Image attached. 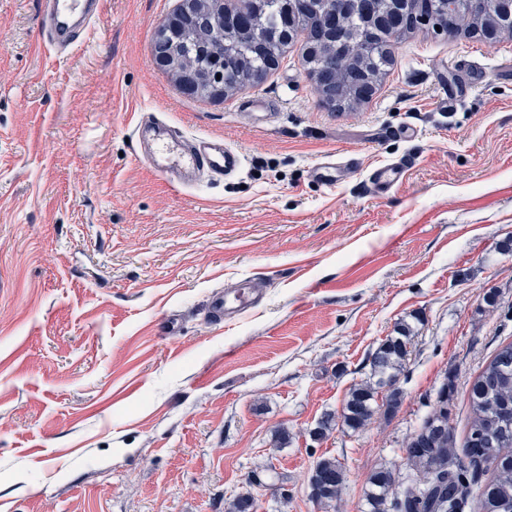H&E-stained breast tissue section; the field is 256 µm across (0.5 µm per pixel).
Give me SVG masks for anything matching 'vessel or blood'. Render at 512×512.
<instances>
[{
	"label": "vessel or blood",
	"mask_w": 512,
	"mask_h": 512,
	"mask_svg": "<svg viewBox=\"0 0 512 512\" xmlns=\"http://www.w3.org/2000/svg\"><path fill=\"white\" fill-rule=\"evenodd\" d=\"M45 9L39 27V42L45 47H71L100 15L105 0H44ZM149 167L159 174L195 176L208 173L224 176L235 173L241 166L239 151L224 145L217 139H188L173 134L162 139L161 146L148 160ZM410 165L409 160L389 163L375 169L369 182L379 196H387L402 183ZM357 168L356 159H348L340 165L316 164L311 175L325 186L351 174ZM263 300L261 289L242 283L239 287L225 289L211 302V316L218 322L240 319L245 313L259 307Z\"/></svg>",
	"instance_id": "1"
}]
</instances>
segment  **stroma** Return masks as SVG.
<instances>
[{
  "label": "stroma",
  "instance_id": "1",
  "mask_svg": "<svg viewBox=\"0 0 512 512\" xmlns=\"http://www.w3.org/2000/svg\"><path fill=\"white\" fill-rule=\"evenodd\" d=\"M180 0H106L73 52L38 44L42 0H0V512H366L370 475L454 382L448 425L512 341V35H404L367 102L324 106L295 41L260 81L185 94L154 60ZM154 115L220 137L240 169L170 183L142 157ZM420 130L416 141L395 127ZM358 169L330 189L318 162ZM412 158L376 195L373 168ZM251 282L236 323L213 295ZM174 318V335L162 323ZM413 330L396 409L340 414L367 358ZM321 457L338 499L310 496ZM344 467L334 458L319 460L309 478L311 497L320 503H329L339 496L344 484Z\"/></svg>",
  "mask_w": 512,
  "mask_h": 512
}]
</instances>
